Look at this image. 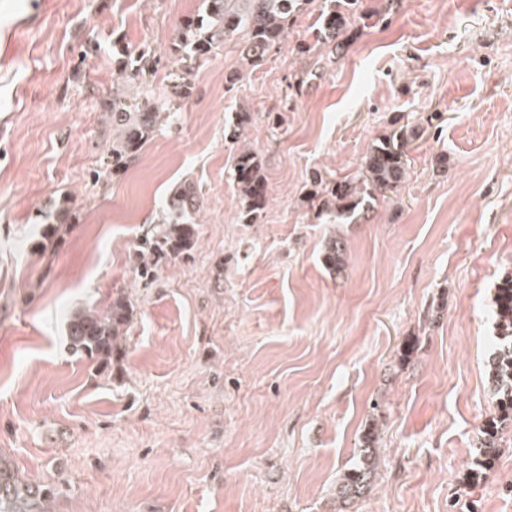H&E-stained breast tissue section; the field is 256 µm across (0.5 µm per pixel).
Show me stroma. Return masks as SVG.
Returning a JSON list of instances; mask_svg holds the SVG:
<instances>
[{"label":"stroma","instance_id":"obj_1","mask_svg":"<svg viewBox=\"0 0 512 512\" xmlns=\"http://www.w3.org/2000/svg\"><path fill=\"white\" fill-rule=\"evenodd\" d=\"M359 7L338 54L300 52L305 13L259 66L233 41L196 62L184 96L176 26L202 0H0V456L57 484L46 512H512V427L466 479L512 274V0ZM143 88L177 117L113 169L112 98ZM411 128L397 194L334 223L315 178L360 176ZM243 149L269 196L252 222ZM184 182L197 242L145 281L136 250ZM337 236L340 275L322 259ZM117 288L136 315L105 377L65 320ZM371 424L375 477L343 501Z\"/></svg>","mask_w":512,"mask_h":512}]
</instances>
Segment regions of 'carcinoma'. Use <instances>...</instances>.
<instances>
[{"label":"carcinoma","instance_id":"obj_1","mask_svg":"<svg viewBox=\"0 0 512 512\" xmlns=\"http://www.w3.org/2000/svg\"><path fill=\"white\" fill-rule=\"evenodd\" d=\"M358 0H322L317 17L311 24L313 43L299 50L306 52L312 45L329 44L344 48L347 33L372 16L362 14ZM314 0H203L197 15L183 20L177 28V46L185 68L221 49L224 43L242 35L238 42L240 55L251 66L264 61L279 45L288 29V22L307 11ZM173 114L164 94L146 91V101L132 107L112 99V118L119 127L120 140L112 146V168L117 170L130 163L143 145L153 136L160 111ZM358 179H342L319 183L315 198L330 211L336 210V220H348L371 204L397 192L406 180L405 145L385 138L374 144L365 155ZM235 180L242 196L244 216H258L268 202L265 180L260 164L251 151H241L236 157ZM200 205V197L191 184L175 189L163 204V225L151 241L138 251L142 275L153 273L158 260L176 258L188 251L196 240V227L187 217ZM324 261L330 270L340 272L346 264V248L339 239L330 240ZM135 303L120 289L112 294L108 304L81 306L69 312L67 318L68 349L71 354L94 363L100 373L112 375V366L123 357V335L132 322ZM494 315L499 330L494 351L487 361L489 390L498 415L482 429L480 446L474 449L475 469L469 477L477 478L496 459L498 439L503 427L512 424V275L505 276L496 289ZM359 461L341 479L339 494L343 500L361 497L376 470V427L363 437L358 450ZM51 483L32 485L22 480L8 461L0 457V512H45L44 504L55 495Z\"/></svg>","mask_w":512,"mask_h":512}]
</instances>
